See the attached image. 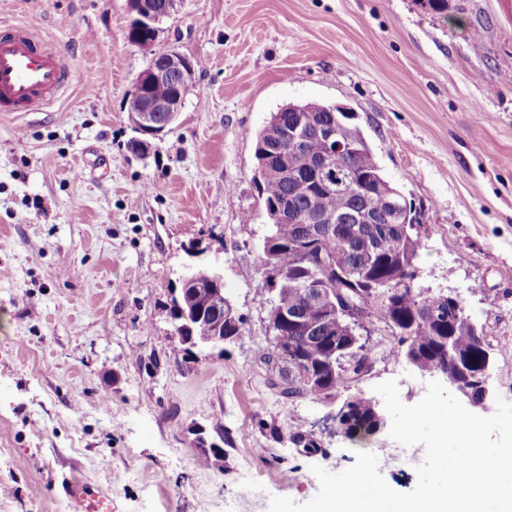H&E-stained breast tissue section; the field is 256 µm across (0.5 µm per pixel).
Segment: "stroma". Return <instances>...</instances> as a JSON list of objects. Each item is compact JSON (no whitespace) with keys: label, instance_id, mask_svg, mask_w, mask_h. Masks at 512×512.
Masks as SVG:
<instances>
[{"label":"stroma","instance_id":"stroma-1","mask_svg":"<svg viewBox=\"0 0 512 512\" xmlns=\"http://www.w3.org/2000/svg\"><path fill=\"white\" fill-rule=\"evenodd\" d=\"M30 18L72 81L43 111L0 112V512H80L71 476L112 512H267L360 451L415 487L423 446L400 460L388 432L347 440L340 400L283 398L261 358L256 134L291 101L350 109L420 224L415 288L459 295L491 329L483 415L512 402V0H448L444 18L420 0H182L147 50L126 38V0H0V23ZM171 50L201 66L139 157L126 103ZM190 264L223 274L244 338L174 337L161 312ZM370 330L378 359L356 391L394 380L416 404L430 376L385 323ZM200 435L220 447L206 465Z\"/></svg>","mask_w":512,"mask_h":512}]
</instances>
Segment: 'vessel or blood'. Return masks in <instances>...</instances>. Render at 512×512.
<instances>
[{
	"label": "vessel or blood",
	"instance_id": "b4317fda",
	"mask_svg": "<svg viewBox=\"0 0 512 512\" xmlns=\"http://www.w3.org/2000/svg\"><path fill=\"white\" fill-rule=\"evenodd\" d=\"M71 78L60 53L29 21L0 26V112H34L54 102ZM84 512H112V499L92 487L66 484Z\"/></svg>",
	"mask_w": 512,
	"mask_h": 512
}]
</instances>
